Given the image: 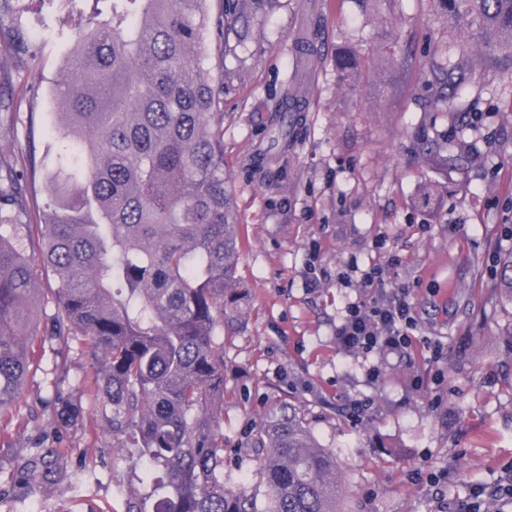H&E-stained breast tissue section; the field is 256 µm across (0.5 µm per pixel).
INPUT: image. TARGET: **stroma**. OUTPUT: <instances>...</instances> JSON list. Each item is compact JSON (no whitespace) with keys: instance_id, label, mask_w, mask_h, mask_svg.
<instances>
[{"instance_id":"stroma-1","label":"stroma","mask_w":512,"mask_h":512,"mask_svg":"<svg viewBox=\"0 0 512 512\" xmlns=\"http://www.w3.org/2000/svg\"><path fill=\"white\" fill-rule=\"evenodd\" d=\"M224 20V51L202 65L224 81V177L240 222L237 281L246 304L224 329V443L236 447L283 406L300 411L321 447L336 455L340 512H459L485 490L512 482V301L499 287V258L512 250V60L487 53L428 85L422 68L442 61L457 30L432 0H385L362 12L355 0H207ZM84 16L57 4L41 28L36 58L10 63L0 160L33 156L25 196L39 222L51 195L46 175L58 141L55 85ZM316 51L297 52L305 31ZM398 42L392 64L378 50ZM362 59L345 84L338 50ZM300 111L282 115L289 87ZM439 148L448 166L421 160ZM441 198L424 207L421 184ZM392 260V288L405 289L416 319L410 353L363 355L340 346L348 303L365 296L340 283ZM319 285L307 287V271ZM42 277L33 312L41 360L24 397L0 418V512H123L137 483L111 413L81 385L95 369L72 350L65 381L53 372L46 336L53 311ZM379 365L370 381L367 370ZM80 398L82 426L58 438L56 390ZM61 443L80 475L73 488L18 480L37 447ZM440 474L438 483L417 472Z\"/></svg>"}]
</instances>
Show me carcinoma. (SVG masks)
I'll return each mask as SVG.
<instances>
[{
    "instance_id": "1",
    "label": "carcinoma",
    "mask_w": 512,
    "mask_h": 512,
    "mask_svg": "<svg viewBox=\"0 0 512 512\" xmlns=\"http://www.w3.org/2000/svg\"><path fill=\"white\" fill-rule=\"evenodd\" d=\"M71 36L56 85L66 111L49 179V220L23 223L24 188L0 167V417L37 367L28 348L36 285L53 274L49 336L63 357L81 341L112 431L133 449L142 491L125 512H336V466L295 408L250 435L264 494L224 472V324L237 312V214L224 181L219 80L200 65L206 0H109ZM470 52L512 54V0H434ZM38 29L0 28V69ZM37 250L41 265L26 250ZM60 429L80 422L70 398ZM20 476L72 486L64 449L43 448Z\"/></svg>"
}]
</instances>
